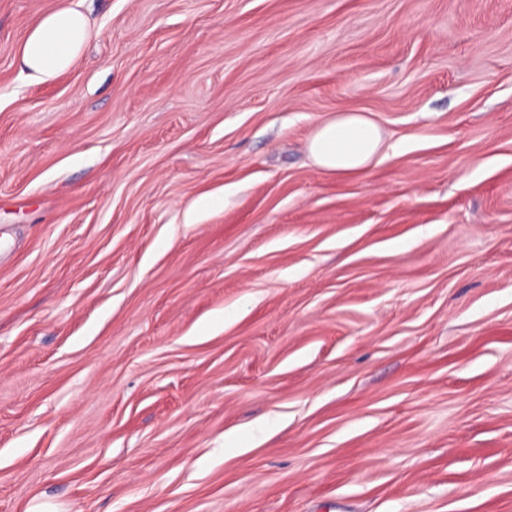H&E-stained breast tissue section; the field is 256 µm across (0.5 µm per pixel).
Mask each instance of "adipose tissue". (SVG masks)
Returning a JSON list of instances; mask_svg holds the SVG:
<instances>
[{
	"instance_id": "obj_1",
	"label": "adipose tissue",
	"mask_w": 512,
	"mask_h": 512,
	"mask_svg": "<svg viewBox=\"0 0 512 512\" xmlns=\"http://www.w3.org/2000/svg\"><path fill=\"white\" fill-rule=\"evenodd\" d=\"M90 36L87 15L76 6L46 14L27 34L20 52L21 74L32 83L47 82L71 67ZM380 127L360 113L323 120L309 142L316 165L336 173L365 171L380 154Z\"/></svg>"
}]
</instances>
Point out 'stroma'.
Here are the masks:
<instances>
[{"mask_svg": "<svg viewBox=\"0 0 512 512\" xmlns=\"http://www.w3.org/2000/svg\"><path fill=\"white\" fill-rule=\"evenodd\" d=\"M339 112L364 173L310 158ZM42 502L512 512V0H0V512ZM90 22L78 6L46 14L27 34L20 52L21 75L47 82L71 67L90 36ZM380 127L361 113H343L323 120L312 135L309 152L316 165L336 173L365 171L380 154Z\"/></svg>", "mask_w": 512, "mask_h": 512, "instance_id": "obj_1", "label": "stroma"}]
</instances>
